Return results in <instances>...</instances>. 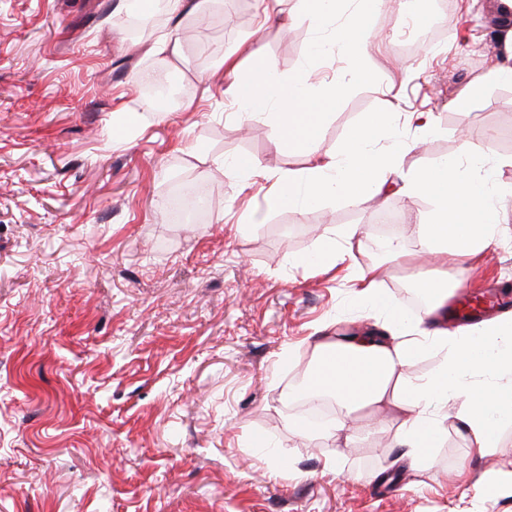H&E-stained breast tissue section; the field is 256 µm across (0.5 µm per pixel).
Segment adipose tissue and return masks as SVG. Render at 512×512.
<instances>
[{"instance_id":"1","label":"adipose tissue","mask_w":512,"mask_h":512,"mask_svg":"<svg viewBox=\"0 0 512 512\" xmlns=\"http://www.w3.org/2000/svg\"><path fill=\"white\" fill-rule=\"evenodd\" d=\"M371 6V0H303L314 32L308 64L336 54L366 55V43L356 42L352 32L362 29ZM219 66L234 76L228 91L240 112L269 115L275 144L304 149L315 158L305 172L277 173L278 203L302 198L317 204L342 196L363 204L401 168L399 125L389 112L357 127L341 153H320L316 134L345 84L319 88L310 84L306 71L285 78L270 62L259 77L239 81L233 55L224 56ZM401 191L412 199L433 196L435 207L413 227L419 250L408 251L395 240L387 244L385 257L433 265L435 278L422 286L437 307L462 286L471 258L496 244L503 200L497 163L487 144L468 137L460 152L439 166L409 171ZM359 299L368 310L384 314L381 330L339 327L311 337L303 376L307 397L327 395L336 402L341 411L337 430L362 429L361 410L390 407L400 418L395 441L411 466L430 465V450L444 437L451 416L471 447L506 453L499 428L512 414V317L497 316L464 330L413 329L401 335L397 329L405 312L389 305L373 284L360 291ZM429 348L444 353L438 371L425 379L405 378V368Z\"/></svg>"}]
</instances>
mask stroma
<instances>
[{
  "instance_id": "1",
  "label": "stroma",
  "mask_w": 512,
  "mask_h": 512,
  "mask_svg": "<svg viewBox=\"0 0 512 512\" xmlns=\"http://www.w3.org/2000/svg\"><path fill=\"white\" fill-rule=\"evenodd\" d=\"M191 20L144 19L133 39L121 0H0V512H512V484L477 490L503 456L469 447L449 421L432 466L410 468L392 447L393 411L351 439L293 433L295 354L328 326H373L350 281L374 265L385 212L410 235L433 197L413 200L393 175L373 202L272 201V181L242 188L215 160L251 156L303 172L301 150L276 149L270 121L241 116L233 77L272 62L303 66L311 32L301 0L258 28L235 0ZM500 0H384L366 18L374 80L351 85L323 127L339 152L370 114L395 112L405 169L455 155L460 131L487 137L500 161L495 247L468 265L472 296L512 303V85L490 84L471 110L452 100L512 59ZM182 29L181 55L153 45ZM237 75L219 71L241 41ZM164 71L189 93L148 111L146 77ZM432 113L430 136L408 117ZM209 195L208 221L173 224V179ZM351 256L330 271L295 266L323 236ZM271 436L276 455L261 452ZM335 459V472L324 470ZM469 478H455L457 468Z\"/></svg>"
}]
</instances>
